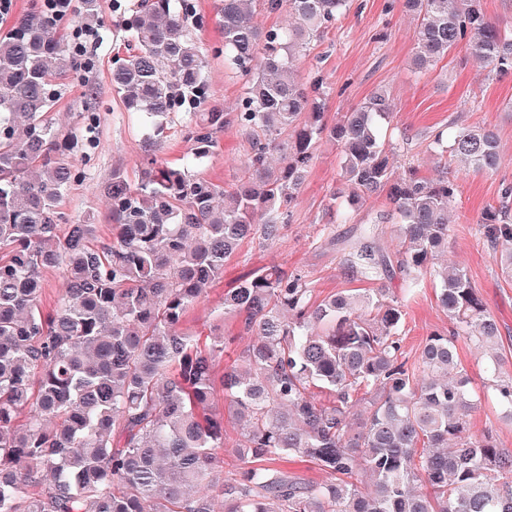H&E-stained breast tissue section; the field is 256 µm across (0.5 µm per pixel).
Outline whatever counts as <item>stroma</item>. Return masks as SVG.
<instances>
[{"mask_svg":"<svg viewBox=\"0 0 512 512\" xmlns=\"http://www.w3.org/2000/svg\"><path fill=\"white\" fill-rule=\"evenodd\" d=\"M415 22L403 7V0H353L349 11L320 40L310 44L302 71L320 69L331 88L326 104L329 117L350 111L375 89L389 90L397 112L382 131L386 143L400 142L410 135L409 150L397 152V173L414 168L419 176L435 177L439 169L426 147L438 131L455 132L461 126H485L499 142L503 163L497 171L460 174L459 192L449 214L448 260L469 271L471 281L496 318L501 339L512 369V282L505 281L492 252L474 229L483 210L498 205L504 186H512V73L489 75L472 57L467 45H460L437 66L419 73L412 67ZM95 65L89 72L66 82L60 100L50 114L64 132L78 129L79 146L71 154L83 172L61 202L72 221L93 216L97 245L111 243L112 215L100 186L112 169H121L127 179L138 182L143 156L144 131L134 114L127 112L121 97L113 90L112 66L126 57L123 41L112 38L111 26L97 28L92 47ZM208 80L213 105L234 108L243 82L223 60H211ZM93 84L102 112L95 127L81 126L80 115L87 109L84 90ZM247 164L242 136L229 128L200 169L201 176L224 185L232 183ZM340 186L339 159L335 145L320 141L314 162L301 188L290 224L285 225L279 242L261 248L254 239L244 240L224 268L223 279L209 288L205 297L186 313L180 328L202 339L224 338L226 348L216 360L217 368L233 363L251 342L240 317L221 315L226 289L235 287L258 267L276 265L286 272L306 275L313 301L319 302L340 291H364L376 283L345 274L341 254L329 245L328 234L345 235L350 223H370L376 213L388 210L385 198L348 214L333 192ZM394 295L406 312L402 330V350L408 361H415L427 336L449 329L447 315L439 308L435 284L424 279L414 292H406L400 280H392ZM469 432L480 437L492 434L497 445L512 450V422L503 419L502 409L492 400H482L470 418Z\"/></svg>","mask_w":512,"mask_h":512,"instance_id":"stroma-1","label":"stroma"}]
</instances>
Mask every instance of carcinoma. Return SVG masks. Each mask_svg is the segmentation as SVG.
I'll return each mask as SVG.
<instances>
[{
	"mask_svg": "<svg viewBox=\"0 0 512 512\" xmlns=\"http://www.w3.org/2000/svg\"><path fill=\"white\" fill-rule=\"evenodd\" d=\"M288 15L263 28L257 2ZM353 0H221L224 42L213 55L239 73L243 93L226 112L210 105L207 56L192 29L194 0H112L113 35L131 47L112 67V88L144 129L141 177L112 170V244L91 243L94 224L68 223L59 204L81 173L64 157L47 113L78 65L66 19L40 6L0 35V512H512V451L468 433L477 407L456 343L485 356L486 387L512 419V372L496 319L465 267L440 265L448 212L463 171L498 168L494 134L461 127L431 152L436 178L394 172L380 131L395 104L376 90L326 121L324 77L299 78L310 42ZM417 20L413 63L422 72L466 43L483 67L512 72V31L484 0H404ZM100 0H81L78 23H98ZM181 115L186 161L151 147ZM242 134L243 174L228 187L195 172L224 129ZM336 141L341 197L357 211L385 194L388 212L341 241L353 277H398L409 289L427 276L452 329L427 337L416 361L401 351V302L387 288L340 292L316 305L304 275L262 266L224 292L226 314L253 335L248 368L215 360L224 342L181 331L188 309L224 277L240 242L279 240L318 142ZM512 186L484 209L477 232L512 277ZM395 221L399 249L385 245ZM65 288L55 311L38 301L45 273ZM227 413L211 409L217 395ZM239 425L241 467L224 478V415ZM327 474L298 484L265 466L284 457ZM426 487V492L416 485ZM30 487L34 492L27 494Z\"/></svg>",
	"mask_w": 512,
	"mask_h": 512,
	"instance_id": "cac0c4a2",
	"label": "carcinoma"
}]
</instances>
